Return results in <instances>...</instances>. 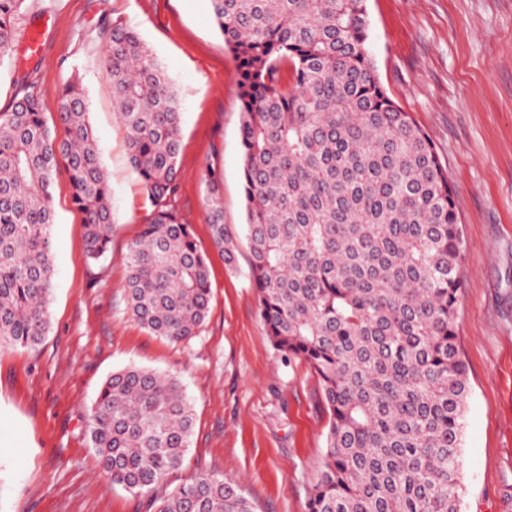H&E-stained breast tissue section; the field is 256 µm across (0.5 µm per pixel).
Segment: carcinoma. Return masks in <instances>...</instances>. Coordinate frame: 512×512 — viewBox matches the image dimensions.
Listing matches in <instances>:
<instances>
[{
  "mask_svg": "<svg viewBox=\"0 0 512 512\" xmlns=\"http://www.w3.org/2000/svg\"><path fill=\"white\" fill-rule=\"evenodd\" d=\"M24 4L0 0V60ZM211 5L238 64L250 281L273 347L310 368L328 415L308 512H461L462 233L447 168L380 85L365 0ZM101 58L151 206L126 254L128 310L142 328L188 346L211 288L207 256L172 204L177 96L147 44L117 19ZM88 112L74 79L60 92V142L34 84L0 112V349L35 348L50 330L59 168L87 258L109 251L112 189ZM205 181L213 246L233 264L222 173L210 168ZM193 428L181 380L145 367L112 373L89 413L105 480L151 493L154 512H255L234 480L202 464L157 493L183 467Z\"/></svg>",
  "mask_w": 512,
  "mask_h": 512,
  "instance_id": "cac0c4a2",
  "label": "carcinoma"
}]
</instances>
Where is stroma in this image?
Here are the masks:
<instances>
[{"mask_svg": "<svg viewBox=\"0 0 512 512\" xmlns=\"http://www.w3.org/2000/svg\"><path fill=\"white\" fill-rule=\"evenodd\" d=\"M369 50L386 94L412 114L454 186L465 259L457 341L470 395L463 429V512H512V0H366ZM121 19L166 69L182 112L173 203L208 258V316L189 347L127 312L125 256L150 208L128 166L102 66L103 33ZM52 23L39 63L13 49L0 64V112L32 79L53 135L58 93L77 75L111 175L110 252L86 258L66 174L53 189L50 331L34 349L0 350V512H150L149 495L108 485L88 416L113 372L179 376L195 413L191 452L169 482L202 462L236 481L256 512H306L322 465L327 415L318 382L285 361L265 329L248 253L227 266L213 247L204 176L220 169L224 221L245 222L237 62L209 0H27L18 28Z\"/></svg>", "mask_w": 512, "mask_h": 512, "instance_id": "35a3bbf8", "label": "stroma"}]
</instances>
